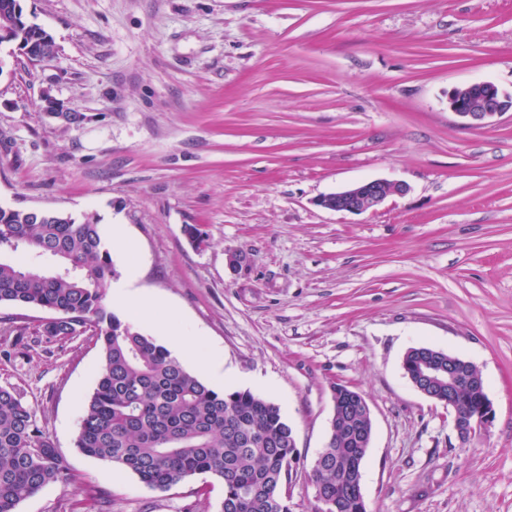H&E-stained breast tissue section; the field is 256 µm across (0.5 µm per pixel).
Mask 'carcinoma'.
Listing matches in <instances>:
<instances>
[{
  "label": "carcinoma",
  "instance_id": "1",
  "mask_svg": "<svg viewBox=\"0 0 512 512\" xmlns=\"http://www.w3.org/2000/svg\"><path fill=\"white\" fill-rule=\"evenodd\" d=\"M32 37L23 20L0 11V30ZM54 258L64 271L46 275L28 263L0 260V305L56 314L50 336L89 334L101 352L96 386L84 404L75 447L166 492L195 475L222 482L220 512H291L281 493L296 452L280 407L248 390L218 392L163 345L110 311L106 291L118 276L100 225L87 219L0 207V253ZM481 394L461 384L452 411L471 420ZM368 420L331 422L321 463L312 471L318 512H367L355 469L365 464L361 443ZM73 475L32 409L14 389L0 387V512Z\"/></svg>",
  "mask_w": 512,
  "mask_h": 512
}]
</instances>
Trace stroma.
Here are the masks:
<instances>
[{
	"mask_svg": "<svg viewBox=\"0 0 512 512\" xmlns=\"http://www.w3.org/2000/svg\"><path fill=\"white\" fill-rule=\"evenodd\" d=\"M20 4L56 53L0 45V206L122 225L134 289L223 358L225 390L280 406L291 512L319 507L340 384L371 411L369 512H512V111L469 128L448 107L474 82L512 96V0ZM376 178L408 190L362 214L316 204ZM48 317L0 306V386L76 481L18 512H98L100 491L109 512H219L214 477L159 492L78 451L101 354L45 337ZM422 346L482 373L494 415L469 440L406 378Z\"/></svg>",
	"mask_w": 512,
	"mask_h": 512,
	"instance_id": "35a3bbf8",
	"label": "stroma"
}]
</instances>
